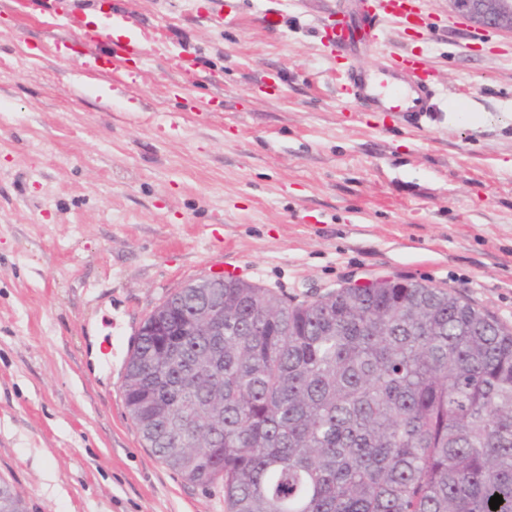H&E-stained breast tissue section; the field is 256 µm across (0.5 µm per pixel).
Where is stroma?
<instances>
[{"label":"stroma","mask_w":512,"mask_h":512,"mask_svg":"<svg viewBox=\"0 0 512 512\" xmlns=\"http://www.w3.org/2000/svg\"><path fill=\"white\" fill-rule=\"evenodd\" d=\"M0 0V478L26 512H224L145 448L121 386L143 321L215 273L300 301L380 277L512 328V50L448 0L362 64L423 56L441 111H364L321 26L351 0H126L148 54L55 40L113 0ZM105 332L101 364L89 325Z\"/></svg>","instance_id":"35a3bbf8"}]
</instances>
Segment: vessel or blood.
<instances>
[{"instance_id": "b4317fda", "label": "vessel or blood", "mask_w": 512, "mask_h": 512, "mask_svg": "<svg viewBox=\"0 0 512 512\" xmlns=\"http://www.w3.org/2000/svg\"><path fill=\"white\" fill-rule=\"evenodd\" d=\"M421 0H355L349 12L340 14L323 27V38L338 57L347 60L345 91L348 97L367 111L403 112L422 116L437 111V93L429 78V65L419 56L396 53L383 61L357 64V57L378 44L384 20L408 21ZM108 34L91 31L80 15H71L65 27L77 37L103 45L99 62L129 61L143 57L144 46L128 29L123 11L112 10L106 16Z\"/></svg>"}]
</instances>
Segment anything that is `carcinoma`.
<instances>
[{
    "instance_id": "obj_1",
    "label": "carcinoma",
    "mask_w": 512,
    "mask_h": 512,
    "mask_svg": "<svg viewBox=\"0 0 512 512\" xmlns=\"http://www.w3.org/2000/svg\"><path fill=\"white\" fill-rule=\"evenodd\" d=\"M222 293L221 335H137L122 395L155 459L222 486L224 512H512L511 328L417 281ZM0 512H26L3 480Z\"/></svg>"
}]
</instances>
